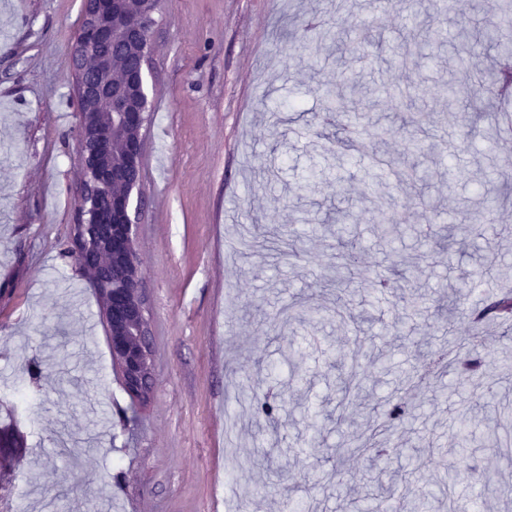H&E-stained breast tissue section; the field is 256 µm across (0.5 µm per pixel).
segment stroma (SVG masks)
I'll list each match as a JSON object with an SVG mask.
<instances>
[{"label": "stroma", "mask_w": 512, "mask_h": 512, "mask_svg": "<svg viewBox=\"0 0 512 512\" xmlns=\"http://www.w3.org/2000/svg\"><path fill=\"white\" fill-rule=\"evenodd\" d=\"M343 4L162 0L137 239L156 387L136 408L112 365L96 288L71 250L81 179L71 46L84 2L0 0V495L14 512H284L290 499L344 512L345 495L364 492L384 465L358 451L332 465L343 432L363 430L366 413L385 408L429 353L468 342L470 308L512 291V206L497 213L498 236L442 253L409 236L390 249L376 235L395 217L425 224L419 198L448 214L494 195L498 182L473 173L512 171V136L497 128L512 103L486 86L480 133L467 135L463 117L439 123L437 90L459 70L451 46L430 43L414 67L398 53L408 17L437 13L438 0H387L381 15L376 0ZM315 21L335 44L312 55L298 40ZM347 79L359 93L328 104L323 88ZM390 85L418 86L419 97L401 107L369 98ZM333 105L349 131L324 124ZM415 139L424 149L408 153ZM374 157L430 177L398 182L371 166ZM332 217L358 231L360 275L345 301L372 321L358 346L330 317L336 293L320 283L341 250L326 227ZM254 224H292L300 237L276 253L251 249ZM397 271L407 285L378 295V279ZM414 278L427 293L421 314ZM447 280L464 290L444 326L433 318L448 303ZM479 348L497 366L484 381L490 415L512 428V324ZM355 361L369 399L353 418L336 379ZM264 381L290 394L275 433L247 412ZM443 390L436 378L401 391L416 417L391 438L421 449L400 471L403 484L427 495L452 478L470 512H512V496L488 494L480 481L493 472L512 485L503 449H484L473 465L449 456L474 411L466 394ZM270 448L274 475L258 463Z\"/></svg>", "instance_id": "obj_1"}]
</instances>
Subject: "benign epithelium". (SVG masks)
Returning <instances> with one entry per match:
<instances>
[{
	"label": "benign epithelium",
	"mask_w": 512,
	"mask_h": 512,
	"mask_svg": "<svg viewBox=\"0 0 512 512\" xmlns=\"http://www.w3.org/2000/svg\"><path fill=\"white\" fill-rule=\"evenodd\" d=\"M160 0H85L72 46L83 179L72 251L95 284L112 362L137 404L155 387L148 307L137 254L141 183L148 123L150 33ZM123 53L117 54L113 45ZM133 57L138 66L126 63Z\"/></svg>",
	"instance_id": "benign-epithelium-1"
}]
</instances>
